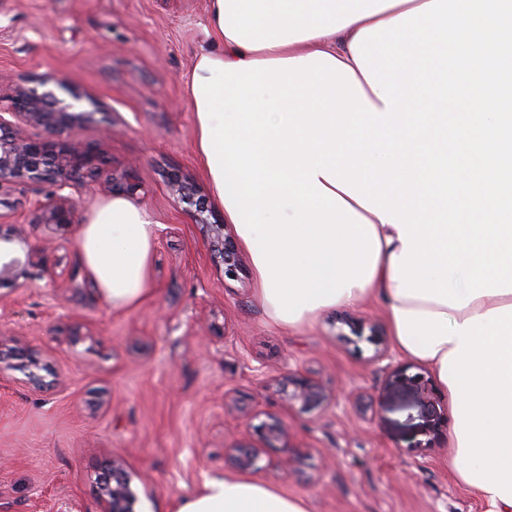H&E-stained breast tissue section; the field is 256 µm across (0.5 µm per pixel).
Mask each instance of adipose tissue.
Instances as JSON below:
<instances>
[{
  "mask_svg": "<svg viewBox=\"0 0 512 512\" xmlns=\"http://www.w3.org/2000/svg\"><path fill=\"white\" fill-rule=\"evenodd\" d=\"M512 0H209L186 84L210 192L271 323L380 300L452 402L449 467L512 512ZM79 251L116 309L149 293L147 208L97 201ZM173 512H308L240 478Z\"/></svg>",
  "mask_w": 512,
  "mask_h": 512,
  "instance_id": "ef3b65f1",
  "label": "adipose tissue"
}]
</instances>
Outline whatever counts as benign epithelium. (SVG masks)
<instances>
[{"label":"benign epithelium","mask_w":512,"mask_h":512,"mask_svg":"<svg viewBox=\"0 0 512 512\" xmlns=\"http://www.w3.org/2000/svg\"><path fill=\"white\" fill-rule=\"evenodd\" d=\"M38 86L18 85L13 94L0 96V189L6 184L30 181L54 187L50 197L35 201L41 224H50L57 230L76 223V205L60 195V191L76 183L85 192L92 193L96 186L106 184L112 192L127 196L137 194L139 185L129 181L125 174L104 169L91 147L68 138L74 128L94 120V112L79 110L73 104H64L49 89L56 78L47 76L37 80ZM37 130L30 134L27 129ZM169 183L174 191L195 206L200 223H208L203 214L210 211L204 198L194 197V188L176 172L170 174ZM216 243L224 255L227 275L237 270L239 255L235 243L224 236V225H211ZM29 261H21L0 249V278L17 279L28 276ZM376 371L387 377L423 385L421 377H407L387 349L374 356ZM275 392L290 405L305 410L326 408L332 401L329 391L318 381L297 372H280L271 378ZM288 437V427L280 420L265 423L261 438L268 446ZM260 448L236 445L226 451L227 463L234 469L247 472L254 469ZM125 468L114 461L101 467L99 493L101 512H135L136 495Z\"/></svg>","instance_id":"obj_1"}]
</instances>
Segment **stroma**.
I'll return each instance as SVG.
<instances>
[{
    "label": "stroma",
    "mask_w": 512,
    "mask_h": 512,
    "mask_svg": "<svg viewBox=\"0 0 512 512\" xmlns=\"http://www.w3.org/2000/svg\"><path fill=\"white\" fill-rule=\"evenodd\" d=\"M207 8L0 0V75L50 74L83 96L96 116L75 137L139 184L133 201L155 229L151 291L115 310L90 285L78 227L40 223L38 185L0 190V232L22 231L34 273L0 282V512H100L97 476L111 457L129 472L136 512H168L231 475L225 449L258 443L273 418L288 443L263 449L247 477L309 512H488L448 467L450 400L432 373L400 356L426 388L377 373L372 358L391 344L382 305L331 310L297 330L271 324L250 263L225 274L208 228L172 192L174 168L209 190L185 95ZM25 351L41 360L40 385ZM288 369L317 378L336 406L287 405L267 380Z\"/></svg>",
    "instance_id": "stroma-1"
}]
</instances>
